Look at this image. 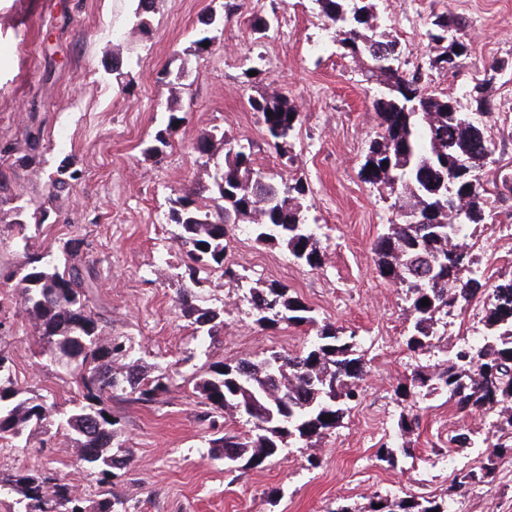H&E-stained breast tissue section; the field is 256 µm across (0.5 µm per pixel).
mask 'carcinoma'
I'll return each mask as SVG.
<instances>
[{
  "instance_id": "1",
  "label": "carcinoma",
  "mask_w": 512,
  "mask_h": 512,
  "mask_svg": "<svg viewBox=\"0 0 512 512\" xmlns=\"http://www.w3.org/2000/svg\"><path fill=\"white\" fill-rule=\"evenodd\" d=\"M334 28L333 42L351 56L365 55L370 72L384 88L374 99L379 131L370 140L360 175L364 181L396 195L401 221L387 225L374 246L380 274L398 284L408 303L412 325L406 347L417 353L433 350L445 358L432 366H421L412 375L413 387L427 393H445L460 412H493L497 423L512 428V276L489 285V305L481 322L482 342H464L454 349L441 344L439 322L465 309L484 286L485 275L461 238L472 225L496 222L488 209L480 172L492 155L484 128L466 119L457 99L436 96L424 86L422 73L407 72L389 64L399 63L396 43L383 40L375 23L376 0H314ZM154 0H137L135 26L149 28L147 14ZM448 19L437 16L429 23L426 39L432 56L429 66L448 70L456 67L458 54L442 33ZM279 150L294 137L300 113L284 97L250 101ZM170 109L166 127L156 131L157 152L169 145L173 126L180 121ZM224 162L216 164L208 187L210 204L198 205L195 193L186 191L168 199V219L177 227L175 239L186 249L193 265L189 281L182 284L179 306L183 316L216 336L224 325L221 312L193 304V286L200 273L213 268L235 280L238 274L226 264V237L239 224L251 226L258 244H284L295 258L312 269L322 265L324 251L303 204L305 186L300 181L275 182L255 168L252 154L236 139L222 135ZM469 154L477 158L473 170L456 173L448 162ZM374 168H368V165ZM67 182L51 176L46 199L33 213L41 225ZM432 215V223L417 224L415 217ZM63 262L44 260L35 253L24 272L16 277L14 291L20 295L26 316L34 323L42 348L54 360L77 363L76 382L82 399L73 408L59 410L45 397H24L11 378L0 377V444L15 446L29 429L43 426L51 415L57 428L82 449V460L99 470L101 478L112 475L117 462L104 454L112 445L117 419L109 403L115 391H129L135 400L155 403L167 387L169 377L161 372L151 378L128 373L119 376L112 358L126 351L125 344H100L107 321L89 306L92 282L82 274L84 252L81 241L71 239L63 247ZM429 299L430 305H421ZM255 322L263 327L281 323L313 326L316 340L310 348L287 354L273 351L260 359L230 360L212 366L197 384L205 404L214 410L243 411L252 427L243 436L236 433L209 439L211 454L230 463L257 468L280 454L291 443L311 445L336 428L349 403L358 397L364 376L362 360L356 357L355 335L321 324L312 309L288 288L275 282L249 289ZM416 404L403 407L398 427L410 434L419 427ZM500 444L492 445L489 465L470 471L460 483H480L499 457ZM411 455L403 444H381L377 459L390 466L398 455ZM12 492L17 512H75L82 503L64 485L26 468L0 480ZM359 507L344 503L335 512H448V502L435 497L391 502L379 498ZM82 512H127L118 499H101Z\"/></svg>"
}]
</instances>
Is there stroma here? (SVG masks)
<instances>
[{"mask_svg":"<svg viewBox=\"0 0 512 512\" xmlns=\"http://www.w3.org/2000/svg\"><path fill=\"white\" fill-rule=\"evenodd\" d=\"M156 0L148 34L134 28L135 0H0V353L12 379L28 395L68 410L78 397L71 368L50 362L8 276L27 251L61 257L68 240L80 239L84 274L94 288L90 306L124 342L123 364L170 385L157 403L144 405L117 392L118 421L111 452L125 458L115 477L100 480L81 450L53 425L32 431L26 445L0 447V473L19 467L53 475L91 501L116 498L128 512H335L348 501L364 507L375 497L392 501L443 496L461 468H479L497 441L491 416L458 412L446 395L420 403V424L401 439L397 420L400 385L428 358L410 352V318L400 288L382 278L373 245L397 211L392 198L360 176L379 119L373 101L380 87L368 79V61L332 45L329 20L314 0ZM216 14L214 44L204 58L192 55L201 18ZM276 16L271 38L251 32L255 18ZM435 15L463 22L468 51L455 69H426L425 32ZM381 29L401 45L404 68L424 67L429 91L475 104L463 89L482 82L492 108L487 134L493 154L482 172L488 206L500 232L473 229L474 253L490 280L512 275V0H379ZM264 73L248 70L256 55ZM125 72L116 81L114 69ZM186 69L182 80L174 72ZM288 97L300 114L292 140L294 162L281 169L267 133L249 102ZM183 118L169 147L152 152L156 129L170 113ZM217 131L250 148L268 176L303 181L305 204L317 219L325 247L321 268L299 263L280 245H260L239 232L229 254L249 282L290 288L318 321L359 338L366 375L359 404L337 428L305 448L289 445L258 469H239L212 458L214 435L243 434L246 415L209 413L196 390L212 364L255 359L269 351L295 352L315 338L302 326L259 327L236 282L221 273L201 279L195 302L224 310V331L208 337L183 317L178 289L190 263L168 220L169 197L203 188L224 146L210 157L194 145ZM38 142L35 163L23 162L26 139ZM79 178L62 192L41 226L19 229L14 207L40 201L59 165ZM467 433L472 446H449ZM408 443L411 457L397 465L377 461L382 443ZM454 512H512V459L496 460L484 482L453 494Z\"/></svg>","mask_w":512,"mask_h":512,"instance_id":"1","label":"stroma"}]
</instances>
